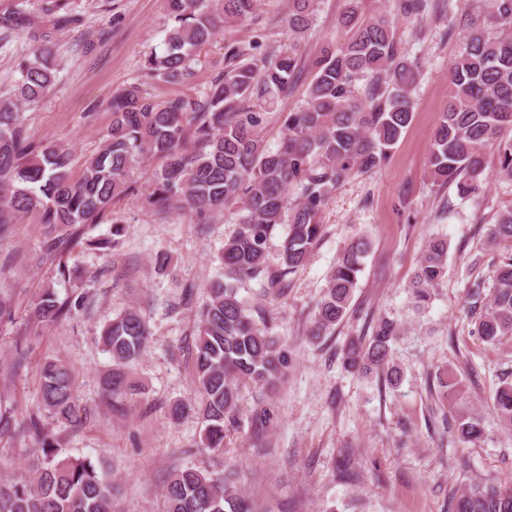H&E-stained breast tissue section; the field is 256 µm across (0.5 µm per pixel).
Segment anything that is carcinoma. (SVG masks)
Wrapping results in <instances>:
<instances>
[{
  "mask_svg": "<svg viewBox=\"0 0 512 512\" xmlns=\"http://www.w3.org/2000/svg\"><path fill=\"white\" fill-rule=\"evenodd\" d=\"M257 0H164L172 22L162 52L142 61L141 82L113 92L112 116L102 149L73 174V153L59 143L32 139L22 111L35 108L55 80L52 47L45 43L24 59L13 97L0 98V238L10 225L33 213L44 226L41 251L49 259L83 244L108 250L112 237L85 239L79 226L103 224L114 201L138 194L136 171L162 161L152 178L147 206L159 213L177 209L203 222L206 215L234 209L236 229L224 239L222 272L206 285L196 313L192 348L198 400L176 401L170 415L192 413L203 425L200 447L224 454L226 427L236 423L242 389L272 392L293 364L288 344L273 332V318L254 316L239 295V284L257 281L270 301L288 295L290 275L304 266L323 232L326 200L353 172H373L386 164L413 118L412 101L421 63L400 49L387 15L364 19L357 0L339 16L350 32L303 57L301 40L311 27L318 0H289L288 47L260 58H242L227 46L224 73L198 90L195 67L219 27L245 21ZM397 11L421 21L429 0H394ZM493 31H472L450 64L448 102L441 112L429 155V177L453 185L466 198L480 188L484 155L497 156V175L512 179V0H489ZM311 74L303 106L286 116L277 148L261 136L269 112L293 88L303 70ZM160 81L186 88L159 101L146 85ZM283 231L278 264L268 263L271 239ZM492 245L508 250L500 258L494 287L479 308L475 334L489 344L512 339V207L498 213L489 233ZM367 239L346 245L316 302L307 336L313 342L335 333L350 305L369 251ZM448 240L428 241L410 283L412 300L425 306L444 278ZM84 308V301L61 300L47 288L32 306L33 320L52 325ZM400 327L378 318L371 331L342 349L345 367L377 374L388 385L400 378L393 346ZM152 336L141 309L129 306L112 318L100 336L112 368L103 393L115 400L139 393L127 369ZM39 408L73 429L88 418L75 396L66 366L39 365ZM493 410L512 431V381L495 391ZM461 441L484 435L475 415L457 419ZM33 437L43 456L29 469L0 477V512H112L116 488L104 462L89 457L59 458L51 436L36 416L16 420L0 414V435ZM166 512H262L240 488L239 472L211 466L173 469L163 487ZM448 512H512V487L475 484L452 496Z\"/></svg>",
  "mask_w": 512,
  "mask_h": 512,
  "instance_id": "cac0c4a2",
  "label": "carcinoma"
}]
</instances>
